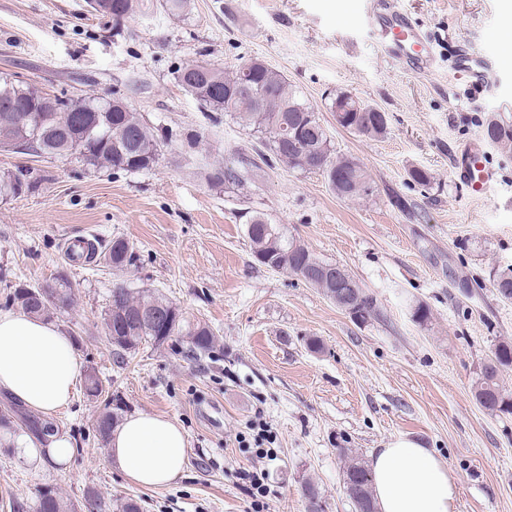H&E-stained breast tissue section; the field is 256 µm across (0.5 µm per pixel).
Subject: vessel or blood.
I'll return each mask as SVG.
<instances>
[{"label": "vessel or blood", "instance_id": "obj_1", "mask_svg": "<svg viewBox=\"0 0 512 512\" xmlns=\"http://www.w3.org/2000/svg\"><path fill=\"white\" fill-rule=\"evenodd\" d=\"M362 22L376 36L382 53L394 59L404 69L424 72L431 68V46L407 13L399 9L381 11L372 4L368 6ZM451 66L470 85L490 87L496 82L495 62L477 53L456 52ZM455 176L468 188L472 196L479 198L484 195L494 175L486 164L481 141L469 143L457 155Z\"/></svg>", "mask_w": 512, "mask_h": 512}]
</instances>
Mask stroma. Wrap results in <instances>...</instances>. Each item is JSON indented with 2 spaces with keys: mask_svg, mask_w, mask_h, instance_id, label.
<instances>
[{
  "mask_svg": "<svg viewBox=\"0 0 512 512\" xmlns=\"http://www.w3.org/2000/svg\"><path fill=\"white\" fill-rule=\"evenodd\" d=\"M433 43L428 72L386 57L360 18L366 0H190L182 17L161 6L120 28L88 0H0V79L30 82L63 98H123L159 131L198 133L197 152L173 142L148 172H113L80 156L0 148V174L36 181L0 198V311L9 286L67 279L74 303L54 324L79 337L125 415H162L183 427L185 471L170 486L128 483L94 428L101 403L75 388L55 416L75 451L64 464L23 459L0 439V512L33 505L55 487L83 504L87 490L142 512H248L239 478L251 468L236 435L262 417L277 436L271 512H307L314 482L324 512H356L344 488L349 459L368 462L392 439L420 440L460 480L457 512H512V414L475 399L483 365L512 342V301L493 286L512 268V149L485 141L495 181L476 199L457 182L454 160L483 139L489 119L512 125V0H396ZM467 48L498 64L492 89L469 87L448 56ZM259 58L281 71L319 117L337 154L357 159L373 187L340 198L318 173L268 165L257 133L204 108L180 87L186 63L227 68ZM346 92L386 112L384 136L336 124L333 95ZM234 165L239 184L210 185L196 154ZM428 185L414 184L413 169ZM283 225L320 259L343 265L374 296L380 318L359 321L300 277L253 256L248 216ZM134 244L121 271L64 257L69 237ZM162 293L219 339L213 358L190 360L182 342L146 347L116 362L103 317L113 284ZM429 307L416 320V305ZM318 340L320 350L308 343Z\"/></svg>",
  "mask_w": 512,
  "mask_h": 512,
  "instance_id": "obj_1",
  "label": "stroma"
}]
</instances>
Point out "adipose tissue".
Listing matches in <instances>:
<instances>
[{"label": "adipose tissue", "mask_w": 512, "mask_h": 512, "mask_svg": "<svg viewBox=\"0 0 512 512\" xmlns=\"http://www.w3.org/2000/svg\"><path fill=\"white\" fill-rule=\"evenodd\" d=\"M82 366L67 335L53 323L0 311V390L54 416L70 403ZM109 461L143 487L171 484L184 473V429L164 416L136 414L112 432ZM377 512H456L459 481L447 463L404 436L369 457Z\"/></svg>", "instance_id": "obj_1"}]
</instances>
